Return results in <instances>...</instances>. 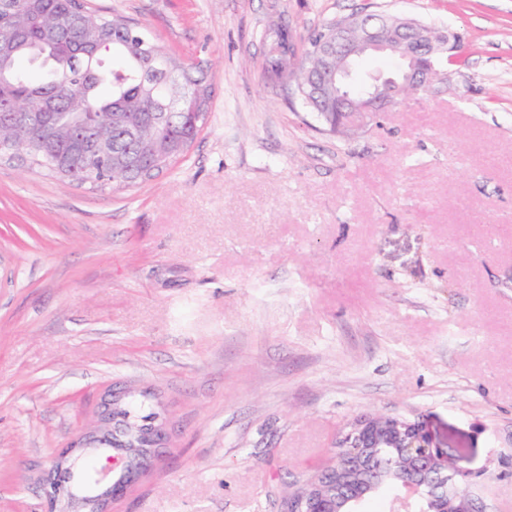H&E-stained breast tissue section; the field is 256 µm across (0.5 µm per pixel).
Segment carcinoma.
Instances as JSON below:
<instances>
[{
	"label": "carcinoma",
	"instance_id": "1",
	"mask_svg": "<svg viewBox=\"0 0 512 512\" xmlns=\"http://www.w3.org/2000/svg\"><path fill=\"white\" fill-rule=\"evenodd\" d=\"M15 22L25 29L24 43L0 41V114L14 98L36 92L58 98L56 112L37 116L24 131L0 125V138L20 145L40 142L44 155L32 156L31 166L47 174L80 181L96 169L93 187L127 189L148 181L184 157L196 139L209 108L212 88L207 69L190 66L179 57L155 49L156 41L142 27L121 17H109L87 0H11ZM328 22L309 36L302 58L293 49L288 27L270 26L262 34L270 43L263 63L267 82L294 85L300 105L316 114L324 129L339 131L341 105L336 81L323 74V44L335 42L336 26ZM363 33L345 31L343 47L351 59L361 58ZM419 60L428 64L432 80L448 86V53H430L418 46ZM375 96L395 110L405 98L423 92L416 80L395 72L379 83ZM76 105L85 112L112 114V126L94 130V137L70 139L55 129L64 113ZM112 137V161L95 153L94 138ZM150 412L128 436L122 452L137 468L146 460L142 448L151 442Z\"/></svg>",
	"mask_w": 512,
	"mask_h": 512
}]
</instances>
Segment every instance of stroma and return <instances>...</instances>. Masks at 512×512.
Here are the masks:
<instances>
[{"label": "stroma", "mask_w": 512, "mask_h": 512, "mask_svg": "<svg viewBox=\"0 0 512 512\" xmlns=\"http://www.w3.org/2000/svg\"><path fill=\"white\" fill-rule=\"evenodd\" d=\"M212 97L187 157L129 190L0 162V512H52L61 449L147 395L165 437L112 512H280L365 415L417 418L512 512V0H89ZM355 13L460 37L439 94L323 131L263 78Z\"/></svg>", "instance_id": "stroma-1"}]
</instances>
